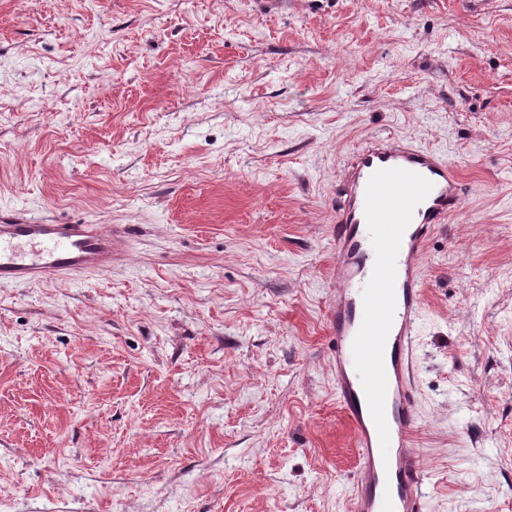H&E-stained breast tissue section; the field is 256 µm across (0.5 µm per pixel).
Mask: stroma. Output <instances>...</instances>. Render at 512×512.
I'll return each mask as SVG.
<instances>
[{"label": "stroma", "instance_id": "obj_1", "mask_svg": "<svg viewBox=\"0 0 512 512\" xmlns=\"http://www.w3.org/2000/svg\"><path fill=\"white\" fill-rule=\"evenodd\" d=\"M454 162L415 381L429 512H512V0H0V208L125 259L0 284V512H349L341 163Z\"/></svg>", "mask_w": 512, "mask_h": 512}]
</instances>
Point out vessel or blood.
Segmentation results:
<instances>
[{"label": "vessel or blood", "mask_w": 512, "mask_h": 512, "mask_svg": "<svg viewBox=\"0 0 512 512\" xmlns=\"http://www.w3.org/2000/svg\"><path fill=\"white\" fill-rule=\"evenodd\" d=\"M461 202L455 165L412 143L376 139L343 163L329 350L358 456L352 512H426L427 476L412 449L422 269L430 236ZM127 248L121 224H45L0 210V283L108 272Z\"/></svg>", "instance_id": "obj_1"}]
</instances>
